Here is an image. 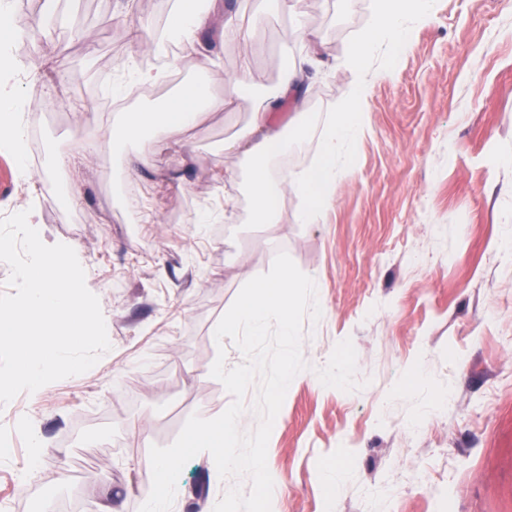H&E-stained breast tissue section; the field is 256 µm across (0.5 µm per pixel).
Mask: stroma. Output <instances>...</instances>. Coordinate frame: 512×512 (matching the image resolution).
Listing matches in <instances>:
<instances>
[{"mask_svg": "<svg viewBox=\"0 0 512 512\" xmlns=\"http://www.w3.org/2000/svg\"><path fill=\"white\" fill-rule=\"evenodd\" d=\"M373 6L300 0L259 26L252 84H274L282 47L300 55L306 30L324 62L306 73L318 125L299 161L268 159L271 175L318 162L320 127L351 78L342 61ZM41 7L5 2L17 38L0 94L37 147L22 164L0 147V216L31 210L47 241L77 247L111 349L0 407V437L47 445L36 463L26 442L0 451V497L16 512H139L150 446L231 403L207 370L218 349L230 368L243 356L211 329L283 251L314 280L322 315L303 324L307 367L268 441L272 512H512V0H435L393 72L369 76L363 133L342 148L347 175L314 224L291 192L278 223H258L254 163L224 147L249 121L225 82L247 52L235 33L214 51L176 43L163 83L105 112L118 65L154 57L129 25L171 33L174 0H59V25L36 31ZM198 78L224 95L223 111L160 137L152 168L129 173L139 144L113 143L112 127ZM205 211L214 219L198 225ZM180 481L171 512H213L232 485L206 453Z\"/></svg>", "mask_w": 512, "mask_h": 512, "instance_id": "stroma-1", "label": "stroma"}]
</instances>
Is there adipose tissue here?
<instances>
[{"label":"adipose tissue","mask_w":512,"mask_h":512,"mask_svg":"<svg viewBox=\"0 0 512 512\" xmlns=\"http://www.w3.org/2000/svg\"><path fill=\"white\" fill-rule=\"evenodd\" d=\"M431 4L432 0H376L371 26L359 34L344 60L352 79L339 113L322 129L320 160L299 175L284 172L278 177H269L263 162L270 154L287 152L291 145L284 131L271 126L270 114L284 99L298 105L304 103L310 92L304 81V68L315 62L317 41L314 36H306V53L299 62L286 64L277 84L269 88L257 89L249 85L250 59L242 57L240 69L230 83L237 99L249 110L250 121L235 139L225 142L224 147L241 151L258 163L252 194L260 223H278L279 214L269 206L268 200L287 187L305 201L303 222H317L320 210L329 202L332 188L340 176L336 168V151L341 143L357 137L361 131L360 112L367 95L365 76L370 56L381 52L383 65L379 73L389 75L396 62L410 50L414 25L430 18ZM223 14V0H181L176 24L178 35L188 42L198 41L200 35L209 31ZM223 109V95L215 93L207 82L192 81L158 106L125 113L121 125L113 128L112 136L117 140H138L141 149L137 164L147 168L152 164L153 140L157 134L174 135L193 125L206 113Z\"/></svg>","instance_id":"obj_1"}]
</instances>
